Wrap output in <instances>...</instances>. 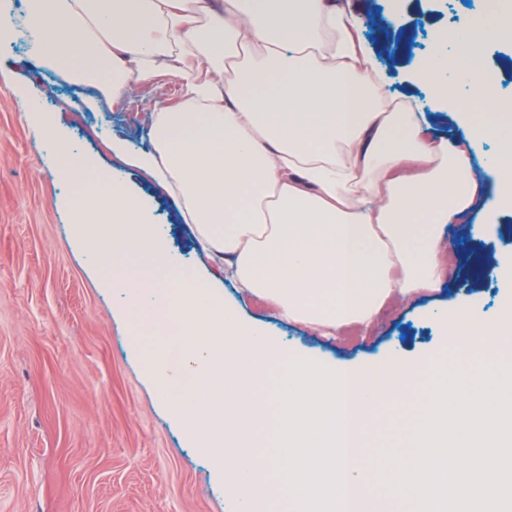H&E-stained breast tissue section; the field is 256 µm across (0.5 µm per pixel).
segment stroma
<instances>
[{"label": "stroma", "instance_id": "1", "mask_svg": "<svg viewBox=\"0 0 512 512\" xmlns=\"http://www.w3.org/2000/svg\"><path fill=\"white\" fill-rule=\"evenodd\" d=\"M350 2L386 92L418 97L436 141L463 138V128L436 111L408 74L428 54L436 28L477 13L483 0ZM395 12L402 18L397 28L389 21ZM4 77L55 112L69 143L94 159L97 175L122 172L186 265L208 268L179 203L105 146L116 138L134 151L151 149L148 107H177L184 99L179 78L130 81L110 104L93 86L45 68L16 37L0 41ZM55 164L54 149L29 126L17 98L0 90V512H230L215 460L184 439L145 365L144 354L166 349L168 337L142 332L103 287L102 255H90L72 233L65 200L78 190L58 181ZM511 229V216L488 227L477 210L464 223L446 225L457 249L440 288L385 309L365 337L325 338L274 320L262 302L239 300L229 282L224 297L280 338L287 362L342 370L393 351L411 359L443 346L436 311L475 304L492 314L512 293L500 278L491 288L473 284L464 249L474 236L507 252L499 237Z\"/></svg>", "mask_w": 512, "mask_h": 512}]
</instances>
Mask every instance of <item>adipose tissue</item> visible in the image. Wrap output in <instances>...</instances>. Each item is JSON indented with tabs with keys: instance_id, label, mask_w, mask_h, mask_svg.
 <instances>
[{
	"instance_id": "ef3b65f1",
	"label": "adipose tissue",
	"mask_w": 512,
	"mask_h": 512,
	"mask_svg": "<svg viewBox=\"0 0 512 512\" xmlns=\"http://www.w3.org/2000/svg\"><path fill=\"white\" fill-rule=\"evenodd\" d=\"M27 24L33 56L107 101L132 78H181L183 102L153 107V148L129 161L277 318L367 331L387 303L440 286L455 249L444 225L475 207L490 224L512 213V99L480 41L512 24V0L437 31L410 73L464 127L448 144L427 135L414 97L384 92L341 0H28ZM490 136L496 189L483 198L470 151Z\"/></svg>"
}]
</instances>
